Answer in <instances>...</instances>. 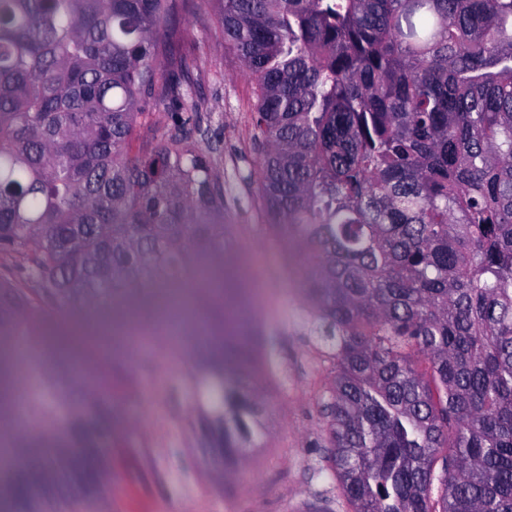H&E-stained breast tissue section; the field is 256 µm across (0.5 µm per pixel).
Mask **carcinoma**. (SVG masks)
I'll return each mask as SVG.
<instances>
[{
    "mask_svg": "<svg viewBox=\"0 0 512 512\" xmlns=\"http://www.w3.org/2000/svg\"><path fill=\"white\" fill-rule=\"evenodd\" d=\"M186 0H0V338L34 347L208 277L224 187L193 139ZM252 85L269 235L305 256L332 364L326 459L353 512H512V0H202ZM172 112L155 135L150 106ZM258 365L207 367L224 464L262 435ZM110 396L35 366L0 512H102ZM65 425L72 443L40 434Z\"/></svg>",
    "mask_w": 512,
    "mask_h": 512,
    "instance_id": "1",
    "label": "carcinoma"
}]
</instances>
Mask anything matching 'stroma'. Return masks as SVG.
I'll list each match as a JSON object with an SVG mask.
<instances>
[{
    "label": "stroma",
    "mask_w": 512,
    "mask_h": 512,
    "mask_svg": "<svg viewBox=\"0 0 512 512\" xmlns=\"http://www.w3.org/2000/svg\"><path fill=\"white\" fill-rule=\"evenodd\" d=\"M197 57L193 97L219 149L210 153L214 174L224 185V221L237 258L225 268L233 277L235 320L225 324L217 301L181 316L180 331L145 328L139 307L125 304L126 327L115 341L94 342L93 358L71 356L88 366L98 386L109 388L120 419L119 439L109 450L111 512H352L327 467L322 398L332 367L309 339L302 318L306 300L300 280L306 266L287 268L281 246L267 232L262 203L251 173L261 153L252 137V90L245 67L225 46L209 6L194 0L174 18ZM210 322L216 335L244 336L262 366L257 376L266 428L255 447L222 480H215L209 457L194 446L186 426L198 405L188 390L198 366L194 334ZM0 343L8 361L7 391L19 404L31 362L56 361L53 346L35 357H16ZM136 379L135 392L123 384Z\"/></svg>",
    "instance_id": "stroma-1"
}]
</instances>
